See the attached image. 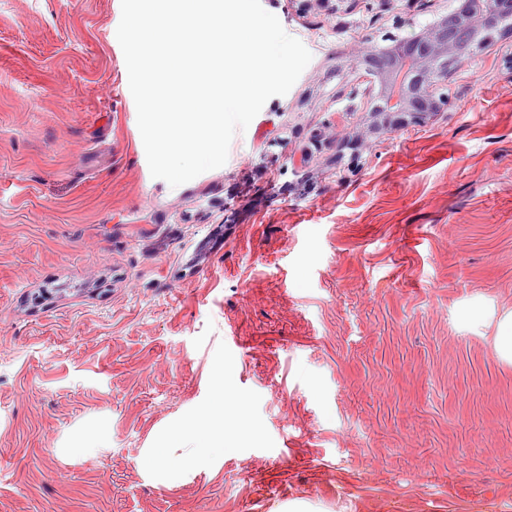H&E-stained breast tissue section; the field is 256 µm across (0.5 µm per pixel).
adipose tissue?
<instances>
[{
	"label": "adipose tissue",
	"instance_id": "adipose-tissue-1",
	"mask_svg": "<svg viewBox=\"0 0 512 512\" xmlns=\"http://www.w3.org/2000/svg\"><path fill=\"white\" fill-rule=\"evenodd\" d=\"M237 401L227 394L223 375L215 377V392L207 403L204 412L191 421L179 425L172 436L182 447L183 453L177 457L174 467L186 471L207 466L224 452L236 450L240 446L238 438L226 436L223 428L213 422L216 415L226 410L238 409Z\"/></svg>",
	"mask_w": 512,
	"mask_h": 512
}]
</instances>
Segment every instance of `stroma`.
Listing matches in <instances>:
<instances>
[{"mask_svg": "<svg viewBox=\"0 0 512 512\" xmlns=\"http://www.w3.org/2000/svg\"><path fill=\"white\" fill-rule=\"evenodd\" d=\"M261 2L312 59L174 188L121 0H0V512H512V37L379 134L358 58L456 0ZM221 366L258 436L155 473ZM495 348L503 360L512 363V312L508 313L499 324Z\"/></svg>", "mask_w": 512, "mask_h": 512, "instance_id": "35a3bbf8", "label": "stroma"}]
</instances>
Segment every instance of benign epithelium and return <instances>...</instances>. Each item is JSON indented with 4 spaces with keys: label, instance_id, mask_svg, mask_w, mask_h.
I'll return each instance as SVG.
<instances>
[{
    "label": "benign epithelium",
    "instance_id": "1",
    "mask_svg": "<svg viewBox=\"0 0 512 512\" xmlns=\"http://www.w3.org/2000/svg\"><path fill=\"white\" fill-rule=\"evenodd\" d=\"M457 15L472 34L471 44L489 32L512 36V0H460ZM460 46L440 18L411 38L366 53L358 64L378 78L382 101L373 129L395 132L437 112L444 101L438 87L448 80L449 62L460 59Z\"/></svg>",
    "mask_w": 512,
    "mask_h": 512
}]
</instances>
